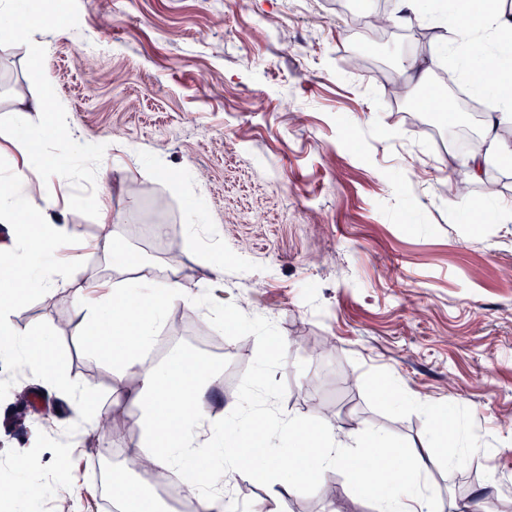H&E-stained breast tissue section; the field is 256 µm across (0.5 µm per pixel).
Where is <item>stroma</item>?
I'll return each instance as SVG.
<instances>
[{"label": "stroma", "instance_id": "1", "mask_svg": "<svg viewBox=\"0 0 512 512\" xmlns=\"http://www.w3.org/2000/svg\"><path fill=\"white\" fill-rule=\"evenodd\" d=\"M40 24L0 36V175L23 160L24 129L41 125L34 102L63 113L83 151L66 154L62 181L34 166L29 177L59 222L77 233L80 262L68 284L30 295L12 317L16 332L49 329L59 372L112 412L110 437L81 432L64 392L19 358L0 359V512H109L97 460L124 465L139 444L141 383L118 376L81 337L74 287L128 279L112 255L93 249L119 226L121 247L178 278L190 299L160 328L157 364L194 354L212 361L211 412L224 420L253 385L281 418L315 415L344 430L370 426L415 444L429 437L417 409L426 399L456 408L471 446L461 469L433 461L439 500L488 496L490 512H512V223L483 222L471 235V204L512 206V165L493 168L470 201L448 195L466 167L449 120L469 123L443 69L442 112L399 72L425 62L455 36L424 0L416 20L392 21L362 43L353 0H34ZM110 51L91 56L84 44ZM41 46L48 81L30 77ZM28 104L25 124L15 111ZM112 145L96 153L98 143ZM221 225L220 243L186 245L194 208ZM224 253V314L202 301ZM284 347L269 356L263 339ZM397 381L400 401L378 386ZM76 442L72 478L54 477L60 439ZM27 461L15 473V456ZM494 489H486L487 478ZM285 512H372L343 472L288 496Z\"/></svg>", "mask_w": 512, "mask_h": 512}]
</instances>
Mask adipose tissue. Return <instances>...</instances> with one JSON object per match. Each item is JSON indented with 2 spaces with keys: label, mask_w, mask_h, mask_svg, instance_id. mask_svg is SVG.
I'll use <instances>...</instances> for the list:
<instances>
[{
  "label": "adipose tissue",
  "mask_w": 512,
  "mask_h": 512,
  "mask_svg": "<svg viewBox=\"0 0 512 512\" xmlns=\"http://www.w3.org/2000/svg\"><path fill=\"white\" fill-rule=\"evenodd\" d=\"M460 12L473 16L474 25L461 30L432 64L465 69L476 89L493 87L498 100L495 111L483 116L467 176L448 185L449 195L464 200L490 167L512 161V137L506 134L512 128V71L503 69L498 54L487 47L488 41L512 37V10L502 0H460ZM39 193L24 169L0 180V223L13 227L10 241L0 245V349L20 354L62 386L72 398L76 418L91 428L98 415L90 408V390L58 374L48 340L30 343L17 337L11 324L23 293L46 292L67 280L65 270L58 268L36 280L27 277L37 255L55 253L67 234L58 227L51 203L35 205ZM74 296L92 352L110 357L118 374L130 372L141 380L137 423L144 439L137 456L178 476L189 462L204 471V479L190 483L201 512H233L224 475L242 469L266 490L260 512H282L285 498L297 487L321 484L325 474L335 471L358 483L373 512H468V504L452 500L443 505L428 494V450L404 445L381 431H344L314 416L281 419L248 393L233 406L228 427L218 425L204 409L211 363L183 356L161 366L148 356L166 310L188 298L179 281L161 279L153 264L139 262L134 278L112 285L97 303H87L79 288ZM420 408L442 458L449 467H464L467 458L457 450V419L429 402H421ZM245 448L250 451L246 459L241 456Z\"/></svg>",
  "instance_id": "ef3b65f1"
}]
</instances>
